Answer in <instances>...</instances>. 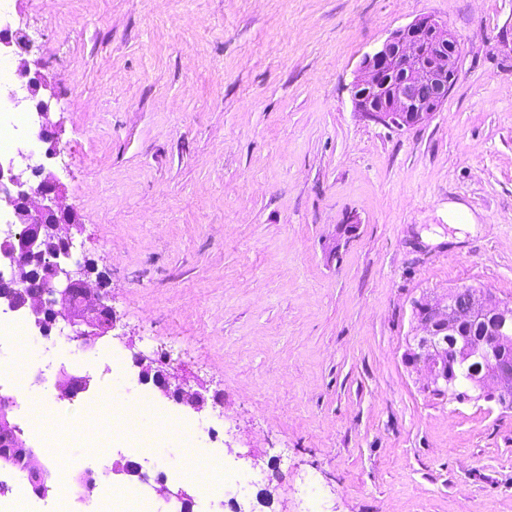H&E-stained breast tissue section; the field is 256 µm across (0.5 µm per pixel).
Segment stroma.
I'll use <instances>...</instances> for the list:
<instances>
[{
  "label": "stroma",
  "mask_w": 512,
  "mask_h": 512,
  "mask_svg": "<svg viewBox=\"0 0 512 512\" xmlns=\"http://www.w3.org/2000/svg\"><path fill=\"white\" fill-rule=\"evenodd\" d=\"M427 14L465 50L426 125L355 112L365 53ZM52 84L56 157L116 315L56 349L90 393L149 396L218 426L245 512H512V414L426 397L402 359L411 302L460 286L512 299V0H14ZM203 385L201 412L138 382L132 352ZM123 371L97 378L107 360ZM100 412L62 461L112 466ZM203 441L158 437L175 473Z\"/></svg>",
  "instance_id": "stroma-1"
}]
</instances>
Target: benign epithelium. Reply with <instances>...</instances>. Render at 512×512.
I'll use <instances>...</instances> for the list:
<instances>
[{
  "instance_id": "obj_1",
  "label": "benign epithelium",
  "mask_w": 512,
  "mask_h": 512,
  "mask_svg": "<svg viewBox=\"0 0 512 512\" xmlns=\"http://www.w3.org/2000/svg\"><path fill=\"white\" fill-rule=\"evenodd\" d=\"M18 49L30 54L33 43L21 28L0 29V51ZM463 46L448 24L421 15L392 32L364 55L355 77V111L367 122L402 129L429 123L448 98L453 85L450 69L458 68ZM39 61H19L16 76L33 109L38 142L45 156L56 154L58 130L50 121L52 97L43 93L47 81ZM41 180L33 186L16 172L15 160L0 157V214L21 232L0 237V262L11 268L9 281L24 289L18 296L0 294V304L26 315L45 335L58 319L88 348L114 330L108 296L101 276L91 279L92 264L71 261L64 250L45 258V243L70 245L79 227L76 214L61 203L62 184L40 165ZM415 334L406 340L405 363L421 374V389L438 399L459 403L492 402L512 412V300H503L485 288L462 286L448 293L423 296L413 302ZM139 381L153 384L162 396L203 410L205 396L187 389L160 360L141 353L135 357ZM0 435L10 440L12 457L0 460V469L33 458L34 450L15 434L9 400L0 399Z\"/></svg>"
}]
</instances>
